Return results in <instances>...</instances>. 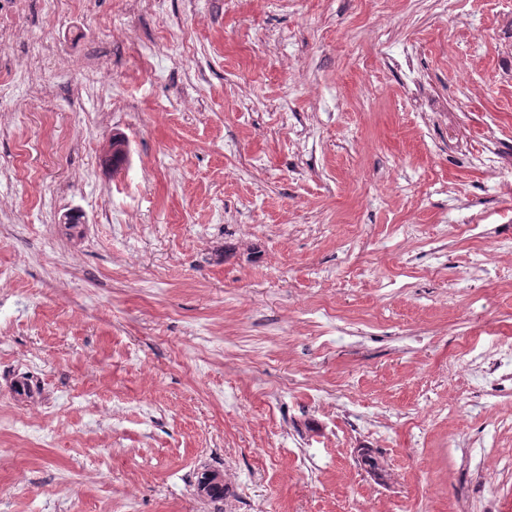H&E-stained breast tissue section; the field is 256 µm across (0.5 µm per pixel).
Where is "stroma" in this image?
Segmentation results:
<instances>
[{
  "label": "stroma",
  "mask_w": 512,
  "mask_h": 512,
  "mask_svg": "<svg viewBox=\"0 0 512 512\" xmlns=\"http://www.w3.org/2000/svg\"><path fill=\"white\" fill-rule=\"evenodd\" d=\"M503 7L33 9L0 48V512H124L131 495L210 512L193 489L226 464L230 501L258 512H484L469 452L512 449V387L472 379L461 351L512 336L496 274L512 254L486 259L512 240V194L480 164L512 155ZM40 39L55 55L31 56ZM100 61L107 118L83 80ZM299 444L316 467L295 468ZM95 452L102 477L69 483Z\"/></svg>",
  "instance_id": "obj_1"
}]
</instances>
